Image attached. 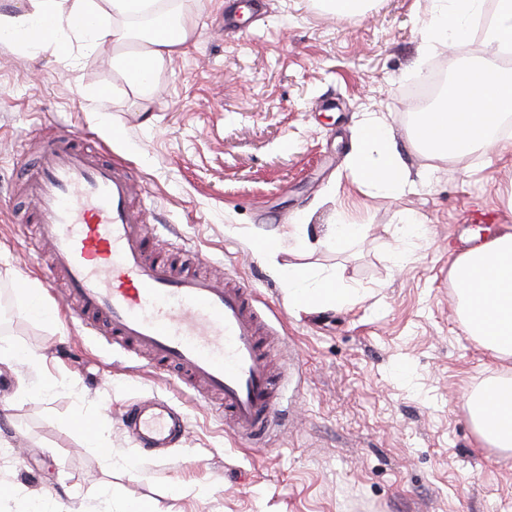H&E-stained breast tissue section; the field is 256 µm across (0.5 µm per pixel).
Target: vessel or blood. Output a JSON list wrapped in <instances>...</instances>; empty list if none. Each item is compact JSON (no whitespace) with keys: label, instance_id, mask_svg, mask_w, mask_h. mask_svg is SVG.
<instances>
[{"label":"vessel or blood","instance_id":"obj_1","mask_svg":"<svg viewBox=\"0 0 512 512\" xmlns=\"http://www.w3.org/2000/svg\"><path fill=\"white\" fill-rule=\"evenodd\" d=\"M23 186L26 221L50 248L61 296L76 299L85 328L120 350L148 351L152 367L178 370L185 386L204 383L243 436L279 429L280 385L261 339L262 311L245 288L174 268L175 247L147 231L124 168L69 132L44 143ZM120 423L154 457L188 433L184 415L159 397L132 403Z\"/></svg>","mask_w":512,"mask_h":512}]
</instances>
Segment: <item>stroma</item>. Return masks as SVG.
I'll return each instance as SVG.
<instances>
[{"label": "stroma", "mask_w": 512, "mask_h": 512, "mask_svg": "<svg viewBox=\"0 0 512 512\" xmlns=\"http://www.w3.org/2000/svg\"><path fill=\"white\" fill-rule=\"evenodd\" d=\"M194 26L155 92L136 94L111 49L69 57L0 44V340L40 356L0 367V512L50 494L59 512L115 504L158 512H512V455L484 446L468 397L511 367L464 333L454 257L479 224H512V157L494 149L437 158L411 142L410 88L427 71L490 58L476 32L422 48L426 0H374L363 16L324 14L315 0H178ZM380 119L413 182L400 197L366 190L350 166L356 129ZM80 131L127 166L139 204L184 259L248 287L275 329L283 426L264 447L240 439L214 402L170 372L110 348L69 321L23 205L9 195L43 134ZM362 227L315 252L256 256L255 231H286L298 215ZM422 224L402 236L405 215ZM342 268L359 302L296 313L271 263ZM35 285L57 319L25 313ZM49 384L20 397L21 383ZM169 399L189 434L162 457L122 430L124 407ZM104 447H88L93 432Z\"/></svg>", "instance_id": "stroma-1"}]
</instances>
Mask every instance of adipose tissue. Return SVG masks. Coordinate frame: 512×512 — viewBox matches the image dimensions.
Wrapping results in <instances>:
<instances>
[{
	"mask_svg": "<svg viewBox=\"0 0 512 512\" xmlns=\"http://www.w3.org/2000/svg\"><path fill=\"white\" fill-rule=\"evenodd\" d=\"M138 0H25L19 11L0 13V43L25 42L58 57L67 49L58 39L70 31L93 51L108 44L113 65L139 94H148L157 69L192 42V25H169L163 14L151 18L146 34L126 26L138 13ZM485 0H427L429 22L422 39L426 49L463 39L473 20L484 13ZM512 115V72L491 62L460 70L443 104L415 113L414 134L427 151L460 156L486 146L512 152V143L498 131ZM370 187L391 196L407 187L404 164L387 128L376 119L366 122L352 158ZM361 232L357 224H330L322 237L310 239L306 220L293 225L287 236L263 234L254 239L257 256L278 252L283 241L294 248L343 244ZM286 286L288 303L298 312L333 310L358 302L345 287L341 271L317 272L303 265L274 270ZM461 306V323L494 359L512 360V225H501L487 239L460 254L450 268ZM474 428L489 447L512 451V378L489 380L468 399Z\"/></svg>",
	"mask_w": 512,
	"mask_h": 512,
	"instance_id": "1",
	"label": "adipose tissue"
}]
</instances>
